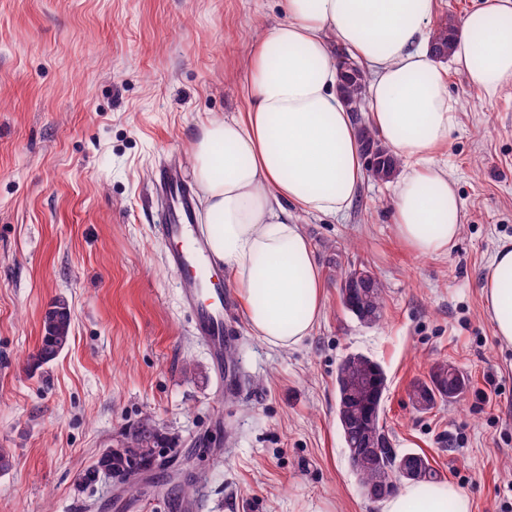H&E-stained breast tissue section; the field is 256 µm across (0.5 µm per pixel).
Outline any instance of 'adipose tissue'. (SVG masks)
I'll return each instance as SVG.
<instances>
[{
	"instance_id": "ef3b65f1",
	"label": "adipose tissue",
	"mask_w": 512,
	"mask_h": 512,
	"mask_svg": "<svg viewBox=\"0 0 512 512\" xmlns=\"http://www.w3.org/2000/svg\"><path fill=\"white\" fill-rule=\"evenodd\" d=\"M285 21L246 57L248 109L200 122L189 167L211 254L229 269L253 336L290 349L311 336L325 294L298 214L343 216L361 190L366 159L339 88L344 49L368 81L369 127L399 160L390 218L412 254L447 253L461 204L437 160L459 123L448 71L487 98L512 90V0H484L456 28L450 65L431 53L437 0H282ZM499 345L512 349V241L482 285ZM382 512H472L450 483H407Z\"/></svg>"
}]
</instances>
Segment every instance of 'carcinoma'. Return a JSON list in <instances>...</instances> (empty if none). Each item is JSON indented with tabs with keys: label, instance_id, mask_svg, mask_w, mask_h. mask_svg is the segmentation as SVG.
Returning <instances> with one entry per match:
<instances>
[{
	"label": "carcinoma",
	"instance_id": "1",
	"mask_svg": "<svg viewBox=\"0 0 512 512\" xmlns=\"http://www.w3.org/2000/svg\"><path fill=\"white\" fill-rule=\"evenodd\" d=\"M457 19L453 15L440 21L432 40L433 51L445 58L449 56ZM339 69L341 70L342 90L346 102L354 115L362 140L363 150L371 157L368 161V171L377 180L389 179L397 168V159L390 151L375 139L367 126L363 112L366 111L365 87L366 76L358 64L348 53L341 51L337 55ZM357 278L368 283L371 288L366 311L353 313L356 320L364 325H376L384 316V286L376 275L366 267H353L344 272L343 279ZM72 333V317L68 304L63 300L52 303L46 311L42 323V336L36 351L30 360L36 367H40L55 360L68 346ZM378 364L361 354H349L338 365L336 371L337 393H342L345 387L359 377L367 378V383L374 390L386 388L384 372H372ZM466 387L465 378L454 368L441 362L433 366L429 380L417 383L413 388L417 409L428 411L437 403L458 397ZM382 403L374 405L370 415H365V404L352 398L345 403V409L338 410V416L353 418V424L341 427L342 436L348 453L358 452L356 447L359 435L367 429H372L381 435L385 447L377 452L364 456L363 467L357 471L362 488L368 496L376 497L381 501L391 495L388 487L392 481L402 454L393 448L392 438L386 431L381 418ZM126 447L114 452L103 453L95 465L78 474V485H86L96 481L99 475L104 474L126 483L125 491L132 492L137 489V483L132 478L152 464V453L165 448V438L158 430L152 416L147 414L128 432L122 434Z\"/></svg>",
	"mask_w": 512,
	"mask_h": 512
}]
</instances>
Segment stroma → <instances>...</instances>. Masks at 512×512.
<instances>
[{"mask_svg":"<svg viewBox=\"0 0 512 512\" xmlns=\"http://www.w3.org/2000/svg\"><path fill=\"white\" fill-rule=\"evenodd\" d=\"M282 0H0V512H382L365 497L336 415L350 353L387 377L397 451L426 455L472 512H512V350L500 349L483 276L512 240V91L488 100L455 71L459 126L440 154L461 201L448 253L413 257L390 222L392 181L366 180L343 218L299 215L327 300L292 349L252 335L234 307L242 388L227 391L155 226L154 175L189 179L190 134L243 112L253 40ZM382 281L384 320L360 324L340 273ZM66 300L72 339L30 366L46 310ZM448 363L463 394L421 412L415 384ZM153 415L170 447L141 494L78 486L124 430ZM193 483L192 499L179 491Z\"/></svg>","mask_w":512,"mask_h":512,"instance_id":"35a3bbf8","label":"stroma"}]
</instances>
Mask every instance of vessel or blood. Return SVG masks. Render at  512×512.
<instances>
[{
    "mask_svg": "<svg viewBox=\"0 0 512 512\" xmlns=\"http://www.w3.org/2000/svg\"><path fill=\"white\" fill-rule=\"evenodd\" d=\"M157 184L168 202L157 227L161 240L169 244L166 265L178 277L181 298L193 313L194 333L208 346L214 368L225 372L229 382H237L238 369L224 364L231 325L224 314V292L216 286L222 271L196 222L195 193L171 169L160 170Z\"/></svg>",
    "mask_w": 512,
    "mask_h": 512,
    "instance_id": "1",
    "label": "vessel or blood"
}]
</instances>
